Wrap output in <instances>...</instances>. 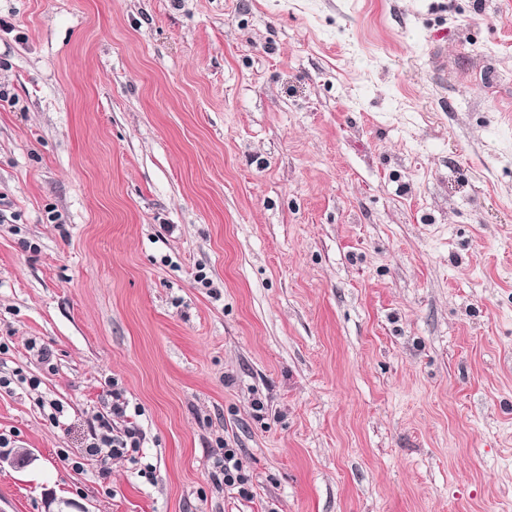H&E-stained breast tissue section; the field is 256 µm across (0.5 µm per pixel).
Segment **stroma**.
Returning a JSON list of instances; mask_svg holds the SVG:
<instances>
[{
  "label": "stroma",
  "mask_w": 512,
  "mask_h": 512,
  "mask_svg": "<svg viewBox=\"0 0 512 512\" xmlns=\"http://www.w3.org/2000/svg\"><path fill=\"white\" fill-rule=\"evenodd\" d=\"M0 91V512H512V0H0ZM109 412L97 418V426L91 434V441L84 449L82 460L93 462L99 473H108L105 465L115 457H122L129 451L141 447L143 432L136 420L127 414L129 401L120 390L113 389ZM120 419L124 425L119 434H114L113 424ZM220 448L222 452L213 455L212 471L210 473L213 481L223 484L224 487L237 489L240 496L248 498L250 496L248 489V478L244 473V465L238 456L237 449ZM224 450V451H223Z\"/></svg>",
  "instance_id": "35a3bbf8"
}]
</instances>
